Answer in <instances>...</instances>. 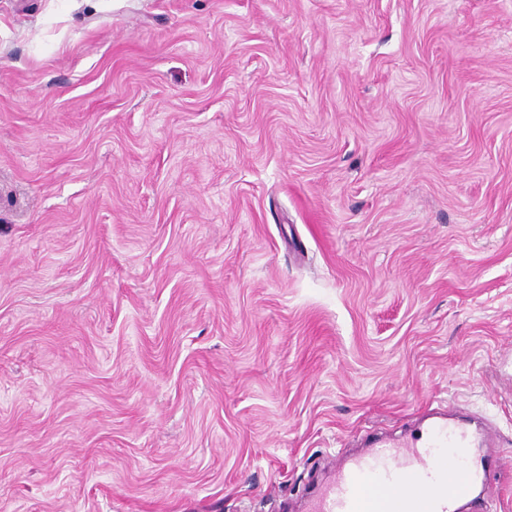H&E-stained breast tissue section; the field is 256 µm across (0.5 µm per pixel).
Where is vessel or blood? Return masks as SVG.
Returning <instances> with one entry per match:
<instances>
[{
    "label": "vessel or blood",
    "mask_w": 512,
    "mask_h": 512,
    "mask_svg": "<svg viewBox=\"0 0 512 512\" xmlns=\"http://www.w3.org/2000/svg\"><path fill=\"white\" fill-rule=\"evenodd\" d=\"M422 436L419 442L366 438L309 498L308 512H453L477 491L493 512L498 494L487 477L489 460L477 454L489 445L487 425L459 422L441 409L431 413ZM451 455L466 462L452 480L443 467Z\"/></svg>",
    "instance_id": "obj_1"
}]
</instances>
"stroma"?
Here are the masks:
<instances>
[{
	"label": "stroma",
	"instance_id": "stroma-1",
	"mask_svg": "<svg viewBox=\"0 0 512 512\" xmlns=\"http://www.w3.org/2000/svg\"><path fill=\"white\" fill-rule=\"evenodd\" d=\"M496 429L512 0H0V512H303Z\"/></svg>",
	"mask_w": 512,
	"mask_h": 512
}]
</instances>
